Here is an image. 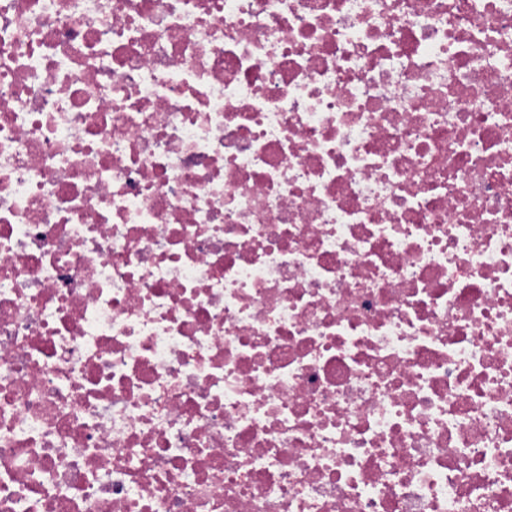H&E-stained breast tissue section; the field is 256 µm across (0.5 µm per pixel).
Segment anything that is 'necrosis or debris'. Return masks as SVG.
Here are the masks:
<instances>
[{
	"label": "necrosis or debris",
	"instance_id": "necrosis-or-debris-1",
	"mask_svg": "<svg viewBox=\"0 0 512 512\" xmlns=\"http://www.w3.org/2000/svg\"><path fill=\"white\" fill-rule=\"evenodd\" d=\"M0 512H512V0H0Z\"/></svg>",
	"mask_w": 512,
	"mask_h": 512
}]
</instances>
